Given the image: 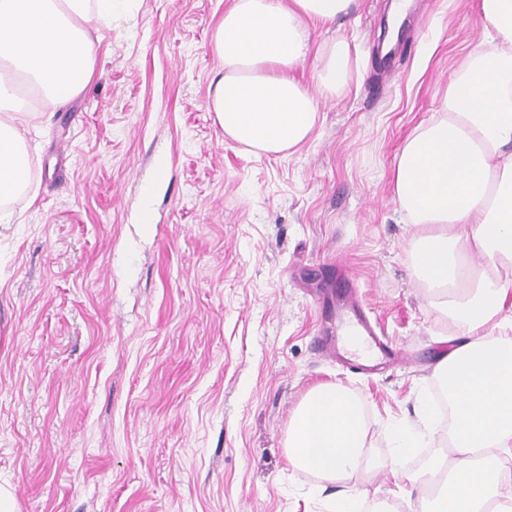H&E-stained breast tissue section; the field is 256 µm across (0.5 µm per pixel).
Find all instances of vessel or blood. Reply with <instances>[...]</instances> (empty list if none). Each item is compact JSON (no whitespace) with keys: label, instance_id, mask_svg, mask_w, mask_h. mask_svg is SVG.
<instances>
[{"label":"vessel or blood","instance_id":"vessel-or-blood-1","mask_svg":"<svg viewBox=\"0 0 512 512\" xmlns=\"http://www.w3.org/2000/svg\"><path fill=\"white\" fill-rule=\"evenodd\" d=\"M330 333L322 341L323 350L336 357L351 356V369L371 374L393 364L398 354L379 336L368 313L357 303L326 311Z\"/></svg>","mask_w":512,"mask_h":512}]
</instances>
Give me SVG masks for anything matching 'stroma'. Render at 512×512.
<instances>
[{
    "label": "stroma",
    "instance_id": "1",
    "mask_svg": "<svg viewBox=\"0 0 512 512\" xmlns=\"http://www.w3.org/2000/svg\"><path fill=\"white\" fill-rule=\"evenodd\" d=\"M230 2L120 0L87 88L16 117L36 195L0 223V484L19 512H331L343 494L427 512L417 477L443 444L424 437L395 467L394 434L423 429L436 367L470 332L412 274L422 228L392 168L482 38L478 0H431L387 68L391 0L316 26L305 86L316 47L344 38L357 55L286 155L234 141L209 110ZM347 273L402 354L371 377L318 346ZM322 384L359 402L373 458L331 482L288 460L291 419Z\"/></svg>",
    "mask_w": 512,
    "mask_h": 512
}]
</instances>
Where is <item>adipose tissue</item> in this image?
<instances>
[{"mask_svg": "<svg viewBox=\"0 0 512 512\" xmlns=\"http://www.w3.org/2000/svg\"><path fill=\"white\" fill-rule=\"evenodd\" d=\"M118 0H0V223L10 202L26 194L31 158L13 113L24 102L16 79L46 106L68 104L91 81L95 43L91 16L111 14ZM357 0H232L212 35L224 73L209 90L225 134L255 150L278 154L306 142L321 98L344 91L351 45L323 44L316 92L295 78L310 42L309 26L346 17ZM484 38L448 85L438 118L417 126L396 157L395 198L409 223L422 225L411 268L433 288L464 282L455 302L470 329L500 312L512 283L499 266L512 264V0H480ZM481 267L462 271L466 256ZM367 424L359 403L333 384L314 389L296 411L288 459L326 481L370 469Z\"/></svg>", "mask_w": 512, "mask_h": 512, "instance_id": "adipose-tissue-1", "label": "adipose tissue"}]
</instances>
